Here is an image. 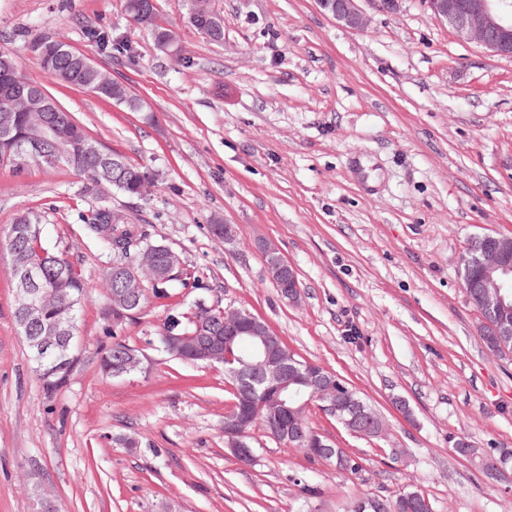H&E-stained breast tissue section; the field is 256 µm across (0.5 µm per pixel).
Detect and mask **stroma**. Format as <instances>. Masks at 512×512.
Here are the masks:
<instances>
[{
	"label": "stroma",
	"instance_id": "stroma-1",
	"mask_svg": "<svg viewBox=\"0 0 512 512\" xmlns=\"http://www.w3.org/2000/svg\"><path fill=\"white\" fill-rule=\"evenodd\" d=\"M179 56L130 24L124 0H0V51L92 138L155 173L141 198L98 199L65 166L0 164V512H347L417 490L434 512H512V482L455 454L512 452V353L489 351L458 277L477 234L512 235V58L459 39L425 0L366 5L355 31L316 0H211L224 41L196 30L182 0H155ZM93 29L123 37L101 49ZM62 40L141 99L134 111L52 79L31 44ZM107 205L203 278L173 285L111 333L100 312L111 257L84 219ZM81 271L78 368L54 391L32 369L14 318V218ZM236 225L224 247L213 219ZM294 268L296 301L272 284L260 246ZM242 307L288 347L335 372L386 422L383 439L311 425L360 457L350 475L251 432L253 458L224 441L223 367L172 360L155 344L196 299ZM142 371L112 377L113 338ZM141 352L142 350L134 348L122 340H115L109 348L105 349L100 357L101 369L105 373L112 375V370L119 367L129 355L126 358V367L119 376L139 371L143 368L141 365L144 359L133 353Z\"/></svg>",
	"mask_w": 512,
	"mask_h": 512
}]
</instances>
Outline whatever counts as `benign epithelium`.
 <instances>
[{
	"mask_svg": "<svg viewBox=\"0 0 512 512\" xmlns=\"http://www.w3.org/2000/svg\"><path fill=\"white\" fill-rule=\"evenodd\" d=\"M361 0H317L319 7L337 23L363 30L369 17L359 5ZM434 16L447 23L457 36L473 41L488 51L512 56V0H426ZM271 281L281 295L295 301L299 282L293 268L271 244L262 247ZM460 276L468 296L480 303V314L488 337L487 347L494 353L506 351L505 341L512 336V321L502 312L512 297V236L483 234L471 239L460 257ZM15 288V308L23 339L32 354L41 358L50 353H63L74 348L78 336L70 319L46 321L44 308V276L36 266H12ZM256 337L259 344L248 360L234 362L225 354V348L213 340L200 349L197 359L207 365L224 366L229 380L227 388L237 395L244 387V378L254 376L263 386L264 399L257 409L267 408V425L271 434L289 444H304L310 440L305 414L316 407L326 414L345 417L348 432L356 437L372 439L386 435L385 425L378 422L375 412L357 400L344 396V386L335 374L323 366L309 362L298 371L311 388V398L303 404V411L293 421L284 416L288 402V369L293 355L283 339L269 331L256 316L238 308H224V339ZM237 402L231 400L225 414L224 435L229 450L239 458L251 455L238 430ZM480 467L497 479H509V457H483Z\"/></svg>",
	"mask_w": 512,
	"mask_h": 512,
	"instance_id": "obj_1",
	"label": "benign epithelium"
}]
</instances>
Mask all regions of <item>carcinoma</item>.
I'll list each match as a JSON object with an SVG mask.
<instances>
[{"label":"carcinoma","instance_id":"1","mask_svg":"<svg viewBox=\"0 0 512 512\" xmlns=\"http://www.w3.org/2000/svg\"><path fill=\"white\" fill-rule=\"evenodd\" d=\"M190 23L204 33L210 40H224V30L213 25V13L210 0H183ZM125 10L129 20L135 24L146 18H154L156 7L154 0H125ZM155 44L160 49L166 45L176 44L175 33L155 23L150 24ZM43 69L53 78L86 89L96 95L124 104L132 110H139L142 105L134 98L127 88L112 78V74L102 67L90 70L84 66V54L69 47L65 42L49 37H40L34 41ZM26 88L32 92L39 86L28 81L20 74L11 57L0 52V88ZM12 112L11 127L12 143L5 145L0 142V156H13L20 166V160L32 145L41 141L44 130L50 128L52 133L47 143V150L56 156L57 164L74 170L86 180L85 191L103 196L117 191L129 197L145 195L154 183V176L143 166L129 161L126 157L106 150L92 139L86 130L71 115L58 105L48 107L41 105L40 100L27 98L17 106L0 99V115ZM112 225V234H101V225ZM42 215L38 211H27L18 215L10 225L7 236V247L15 259L24 264L38 265L44 270L46 278L45 303L47 321L52 322L60 317L72 316L79 318V304L86 288L80 273L72 263L47 246L42 238ZM90 234L100 246L112 255V264L104 269L103 276L108 283L107 299L103 309L104 318L112 322L113 329L122 327L130 317H116L114 305L121 300L115 291L117 281L111 274L116 265L131 264L140 252L153 245L143 225L133 222L128 215L119 209L109 206L96 208L87 224ZM169 278L145 276L141 286L130 289L134 304L129 312L135 314L148 303V293L160 294L171 281H179L184 286L201 288V277L198 272L184 267L178 253L166 252ZM181 334L185 336L179 348L167 347L165 352L174 360L192 362L197 349L194 344L204 336L224 340V307L212 306L204 299L193 304L191 312L185 317L181 326ZM139 349L115 340L105 349L100 357L101 369L112 373L131 353ZM78 365V357L71 351L66 355H58L44 361H33V369L42 380L48 391H53L62 384ZM325 461L336 465L346 473L356 474L362 469L361 458L349 454L342 448L336 449V455L325 458Z\"/></svg>","mask_w":512,"mask_h":512}]
</instances>
